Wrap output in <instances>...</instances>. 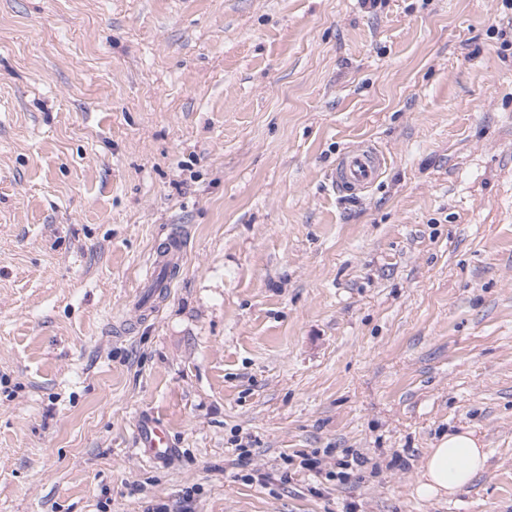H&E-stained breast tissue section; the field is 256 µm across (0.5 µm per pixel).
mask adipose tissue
Masks as SVG:
<instances>
[{
	"instance_id": "obj_1",
	"label": "adipose tissue",
	"mask_w": 512,
	"mask_h": 512,
	"mask_svg": "<svg viewBox=\"0 0 512 512\" xmlns=\"http://www.w3.org/2000/svg\"><path fill=\"white\" fill-rule=\"evenodd\" d=\"M487 461L483 442L474 430L448 433L427 452L414 493L422 499L454 495L485 471Z\"/></svg>"
}]
</instances>
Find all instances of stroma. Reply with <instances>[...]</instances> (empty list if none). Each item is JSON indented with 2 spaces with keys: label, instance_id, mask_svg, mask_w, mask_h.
<instances>
[{
  "label": "stroma",
  "instance_id": "obj_1",
  "mask_svg": "<svg viewBox=\"0 0 512 512\" xmlns=\"http://www.w3.org/2000/svg\"><path fill=\"white\" fill-rule=\"evenodd\" d=\"M157 502L512 512V0H0V512ZM385 164L381 150L362 142L349 147L336 159L329 180L339 194L357 196L378 182ZM136 435L141 450L150 459H160L170 453L167 429L161 423H152L146 427L136 426ZM487 461L483 442L474 430L463 428L448 432L425 455L413 492L422 499L452 496L485 471Z\"/></svg>",
  "mask_w": 512,
  "mask_h": 512
}]
</instances>
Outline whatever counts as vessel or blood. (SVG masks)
I'll return each mask as SVG.
<instances>
[{
  "instance_id": "vessel-or-blood-1",
  "label": "vessel or blood",
  "mask_w": 512,
  "mask_h": 512,
  "mask_svg": "<svg viewBox=\"0 0 512 512\" xmlns=\"http://www.w3.org/2000/svg\"><path fill=\"white\" fill-rule=\"evenodd\" d=\"M385 164L383 152L363 142L349 147L337 158L329 180L339 194L356 196L378 182ZM136 435L145 456L160 459L169 454L170 440L164 425L153 423L137 427Z\"/></svg>"
}]
</instances>
